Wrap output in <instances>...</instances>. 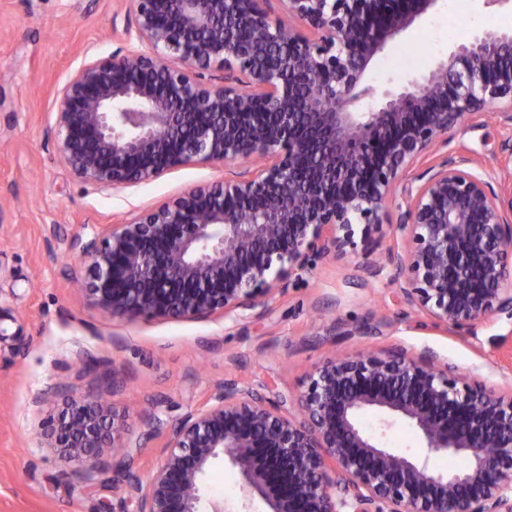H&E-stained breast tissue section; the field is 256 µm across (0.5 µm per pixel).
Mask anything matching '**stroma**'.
I'll list each match as a JSON object with an SVG mask.
<instances>
[{
    "label": "stroma",
    "mask_w": 512,
    "mask_h": 512,
    "mask_svg": "<svg viewBox=\"0 0 512 512\" xmlns=\"http://www.w3.org/2000/svg\"><path fill=\"white\" fill-rule=\"evenodd\" d=\"M128 0H0V512H135L113 493L110 454L96 481L61 480L65 462L38 447L56 385L70 395L114 401L129 428L134 471L164 455V439L145 420L171 426L235 383L274 400L294 399L313 365L393 347L432 351L487 386L512 385V358L493 346L512 336V320L493 315L458 334L425 325L400 304L386 260L393 240L376 235L358 255L319 262L292 278L261 314L207 321L128 323L90 306L69 279L75 238L129 220L190 188L230 176L225 164H188L145 184L97 189L73 178L55 148L56 91L85 60L135 48ZM512 26V10L484 0H439L404 38L430 39L422 63L396 65L391 48L368 74L373 83L428 73L450 47L477 31ZM475 160L493 187L512 175V123L492 107L482 124L463 126L448 144ZM208 494L241 512L245 496L230 464L218 461Z\"/></svg>",
    "instance_id": "obj_1"
}]
</instances>
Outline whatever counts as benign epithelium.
<instances>
[{
	"mask_svg": "<svg viewBox=\"0 0 512 512\" xmlns=\"http://www.w3.org/2000/svg\"><path fill=\"white\" fill-rule=\"evenodd\" d=\"M142 50L83 62L59 86L54 135L73 177L103 188L191 163L249 166L76 239L72 282L126 322L254 310L291 277L358 254L388 227L400 303L460 332L512 319V182L499 192L448 133L491 106L512 122V28L457 44L427 74L377 90L366 72L438 0H130ZM223 73L218 83L204 73ZM423 167L412 186L408 171ZM402 197L396 215L389 204ZM41 424L83 481L127 448L115 407L48 391ZM301 417L237 386L166 430L145 477L119 470L136 512H224L204 477L222 458L266 512H512V390L497 392L404 348L325 360ZM398 421L438 470L383 442Z\"/></svg>",
	"mask_w": 512,
	"mask_h": 512,
	"instance_id": "7a95c632",
	"label": "benign epithelium"
}]
</instances>
